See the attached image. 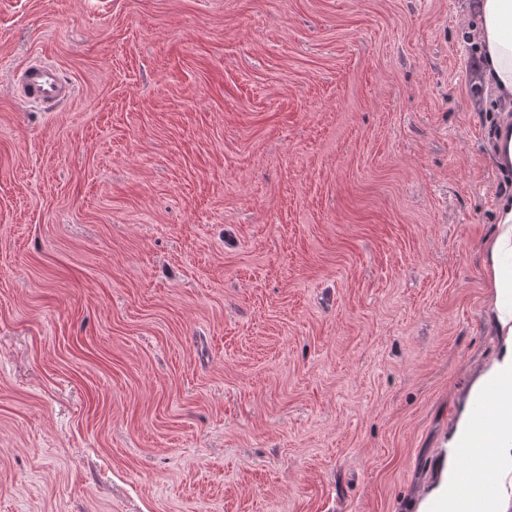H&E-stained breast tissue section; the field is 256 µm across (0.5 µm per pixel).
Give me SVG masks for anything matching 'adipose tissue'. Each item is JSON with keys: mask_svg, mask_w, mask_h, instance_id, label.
<instances>
[{"mask_svg": "<svg viewBox=\"0 0 512 512\" xmlns=\"http://www.w3.org/2000/svg\"><path fill=\"white\" fill-rule=\"evenodd\" d=\"M476 28L481 43V80L502 100H512V0H480ZM484 270L501 336L500 352L459 411L448 440L450 451L440 461L438 478L418 502L416 512H459L464 499L471 512H501L499 499L487 494L481 485L462 491L459 475L464 463L458 451L480 448L485 463L501 470L512 467V196L501 197L496 203V228L486 241ZM489 393L494 399L486 429L481 432L476 409Z\"/></svg>", "mask_w": 512, "mask_h": 512, "instance_id": "adipose-tissue-1", "label": "adipose tissue"}]
</instances>
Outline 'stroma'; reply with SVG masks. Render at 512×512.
<instances>
[{"mask_svg":"<svg viewBox=\"0 0 512 512\" xmlns=\"http://www.w3.org/2000/svg\"><path fill=\"white\" fill-rule=\"evenodd\" d=\"M474 2L0 0V512H415L499 349ZM16 95L22 104L49 109L73 98L74 86L63 80L56 67L30 60L13 75Z\"/></svg>","mask_w":512,"mask_h":512,"instance_id":"obj_1","label":"stroma"}]
</instances>
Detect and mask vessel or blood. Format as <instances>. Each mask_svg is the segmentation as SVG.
Wrapping results in <instances>:
<instances>
[{"mask_svg":"<svg viewBox=\"0 0 512 512\" xmlns=\"http://www.w3.org/2000/svg\"><path fill=\"white\" fill-rule=\"evenodd\" d=\"M16 95L22 104L51 108L73 98V85L63 80L56 67L38 60L29 61L15 73Z\"/></svg>","mask_w":512,"mask_h":512,"instance_id":"obj_1","label":"vessel or blood"}]
</instances>
